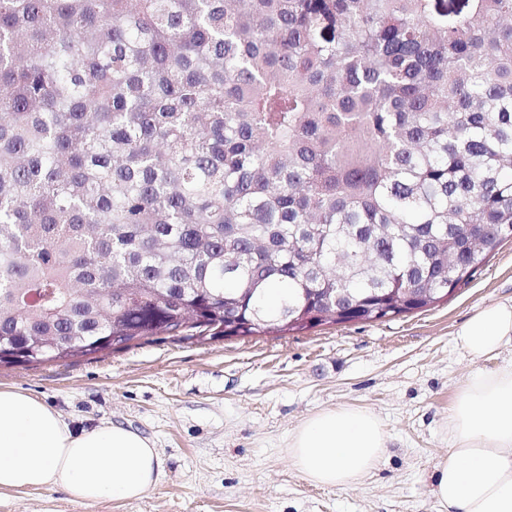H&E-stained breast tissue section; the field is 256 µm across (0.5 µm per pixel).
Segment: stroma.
<instances>
[{
    "instance_id": "obj_1",
    "label": "stroma",
    "mask_w": 512,
    "mask_h": 512,
    "mask_svg": "<svg viewBox=\"0 0 512 512\" xmlns=\"http://www.w3.org/2000/svg\"><path fill=\"white\" fill-rule=\"evenodd\" d=\"M511 297L512 240L455 296L400 319L204 343L162 335L120 352L1 366L0 388L72 425L113 422L153 438L164 477L142 499L91 505L59 489L4 492L0 512H436L428 475L448 451V407L475 366L455 333ZM343 404L372 410L391 447L355 487L313 485L292 469L288 437Z\"/></svg>"
}]
</instances>
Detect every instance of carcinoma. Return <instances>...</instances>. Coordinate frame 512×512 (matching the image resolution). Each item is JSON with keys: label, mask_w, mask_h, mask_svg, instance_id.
Returning a JSON list of instances; mask_svg holds the SVG:
<instances>
[{"label": "carcinoma", "mask_w": 512, "mask_h": 512, "mask_svg": "<svg viewBox=\"0 0 512 512\" xmlns=\"http://www.w3.org/2000/svg\"><path fill=\"white\" fill-rule=\"evenodd\" d=\"M512 240V0H0V365L386 321Z\"/></svg>", "instance_id": "obj_1"}]
</instances>
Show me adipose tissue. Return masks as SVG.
<instances>
[{
	"instance_id": "ef3b65f1",
	"label": "adipose tissue",
	"mask_w": 512,
	"mask_h": 512,
	"mask_svg": "<svg viewBox=\"0 0 512 512\" xmlns=\"http://www.w3.org/2000/svg\"><path fill=\"white\" fill-rule=\"evenodd\" d=\"M476 367L448 408V453L433 466L437 512H512V298L477 311L455 335ZM497 359L496 367L481 360ZM391 438L362 406L339 405L303 421L288 441L291 466L309 482L349 488L384 461ZM153 440L116 423L77 430L60 413L0 389V491L60 488L75 501L136 500L163 476Z\"/></svg>"
}]
</instances>
